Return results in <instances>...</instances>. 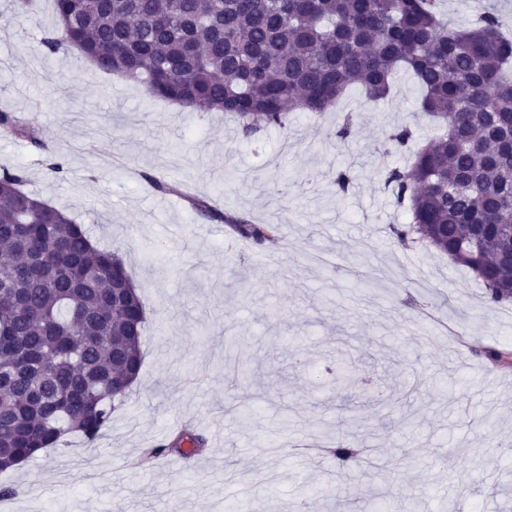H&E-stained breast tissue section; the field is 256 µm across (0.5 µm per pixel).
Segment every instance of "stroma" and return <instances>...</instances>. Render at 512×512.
<instances>
[{
  "instance_id": "stroma-1",
  "label": "stroma",
  "mask_w": 512,
  "mask_h": 512,
  "mask_svg": "<svg viewBox=\"0 0 512 512\" xmlns=\"http://www.w3.org/2000/svg\"><path fill=\"white\" fill-rule=\"evenodd\" d=\"M15 10L0 0V111L33 123L45 147L0 132V166L119 249L147 322L138 383L111 427L0 472L18 489L7 512H292L312 487L310 512H367L381 495L415 512H512V364L486 355H512V301L488 303L468 268L385 231L411 215L384 183L380 150L410 126L413 142L391 155L407 167L438 132L413 76L399 72L387 100L353 87L326 112L247 137L223 113L188 112L76 55L42 54L52 0ZM349 112L363 118L338 137ZM349 166L357 179L342 194L331 173ZM187 193L286 225L259 262L251 242L212 234ZM238 341L252 366L236 385ZM340 351L359 386L326 374ZM186 425L207 439L200 454L131 469ZM326 429L364 437L383 468L300 455L298 442Z\"/></svg>"
}]
</instances>
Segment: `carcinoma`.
Masks as SVG:
<instances>
[{
  "instance_id": "1",
  "label": "carcinoma",
  "mask_w": 512,
  "mask_h": 512,
  "mask_svg": "<svg viewBox=\"0 0 512 512\" xmlns=\"http://www.w3.org/2000/svg\"><path fill=\"white\" fill-rule=\"evenodd\" d=\"M439 0H55L56 24L40 49L80 58L194 111L233 115L243 132L284 129L293 112H323L353 84L389 96L401 69L440 133L410 170L385 167L408 203L409 224H390L404 245L416 234L469 268L488 302L512 299V40L481 10L466 26L439 15ZM0 125L40 150L29 124ZM412 138L393 130L390 149ZM0 170V472L66 437L100 435L142 366L146 328L137 292L112 308L119 253L97 248L69 213ZM192 209L262 246L279 224H251L201 199ZM350 434L329 449L360 461Z\"/></svg>"
}]
</instances>
